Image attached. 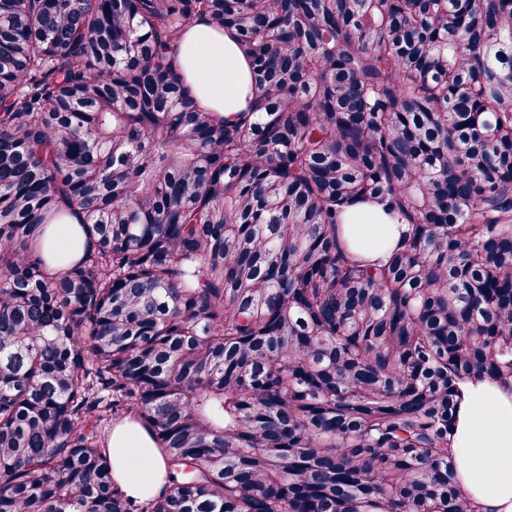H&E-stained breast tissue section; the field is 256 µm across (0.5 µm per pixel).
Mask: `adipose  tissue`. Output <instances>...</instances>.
<instances>
[{"label": "adipose tissue", "instance_id": "adipose-tissue-1", "mask_svg": "<svg viewBox=\"0 0 512 512\" xmlns=\"http://www.w3.org/2000/svg\"><path fill=\"white\" fill-rule=\"evenodd\" d=\"M173 63L199 107L224 118L250 111V66L234 34L197 19L178 40ZM340 220L351 249L369 259L383 257L403 230L373 201L345 207ZM82 223L77 210L63 205L47 233L46 258L81 256L88 245ZM109 446L112 478L129 499L161 492L167 464L145 428L125 418L113 427ZM449 453L460 492L479 512H512V387L487 376L461 384Z\"/></svg>", "mask_w": 512, "mask_h": 512}]
</instances>
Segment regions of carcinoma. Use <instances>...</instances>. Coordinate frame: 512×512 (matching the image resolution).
I'll return each mask as SVG.
<instances>
[{"label": "carcinoma", "mask_w": 512, "mask_h": 512, "mask_svg": "<svg viewBox=\"0 0 512 512\" xmlns=\"http://www.w3.org/2000/svg\"><path fill=\"white\" fill-rule=\"evenodd\" d=\"M207 18L253 110L170 61ZM67 200L93 251L51 272ZM380 199L386 260L338 215ZM512 384V0H0V512H476L458 385ZM131 415L167 461L112 480ZM112 479L125 495L147 500L166 484V460L149 432L128 416L112 428L109 441Z\"/></svg>", "instance_id": "cac0c4a2"}]
</instances>
